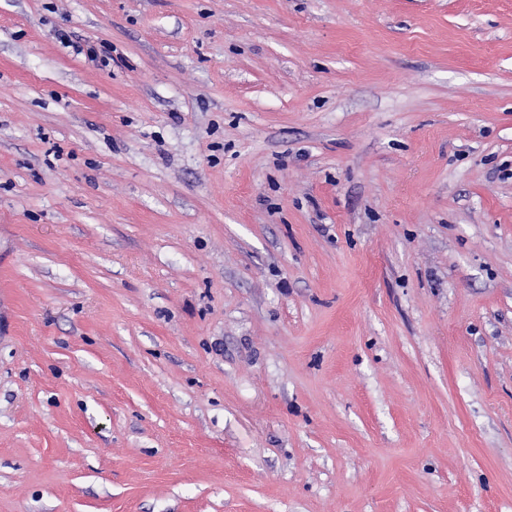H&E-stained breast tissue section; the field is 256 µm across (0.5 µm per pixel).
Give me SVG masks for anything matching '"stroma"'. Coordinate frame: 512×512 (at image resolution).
<instances>
[{"mask_svg":"<svg viewBox=\"0 0 512 512\" xmlns=\"http://www.w3.org/2000/svg\"><path fill=\"white\" fill-rule=\"evenodd\" d=\"M0 512H512V0H0Z\"/></svg>","mask_w":512,"mask_h":512,"instance_id":"1","label":"stroma"}]
</instances>
